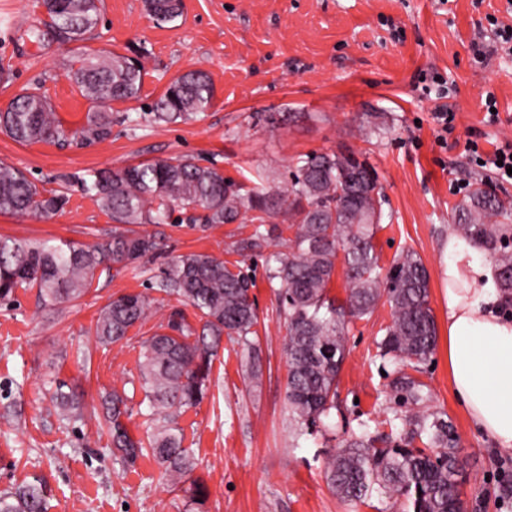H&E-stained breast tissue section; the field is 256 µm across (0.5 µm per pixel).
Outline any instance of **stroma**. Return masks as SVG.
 <instances>
[{
	"label": "stroma",
	"instance_id": "1",
	"mask_svg": "<svg viewBox=\"0 0 512 512\" xmlns=\"http://www.w3.org/2000/svg\"><path fill=\"white\" fill-rule=\"evenodd\" d=\"M88 52L138 59L145 69L138 99L113 101L112 135L86 145L20 144L0 132V162L22 170L39 189H66L63 211L50 216L1 214L0 237L91 244L111 236V217L64 176L90 177L131 164L189 156L215 166L245 190H285L297 157L353 152L377 175L383 217L373 238L382 268L410 249L430 281L437 349L416 378L428 392L426 410L447 414L457 438L468 512H512L503 488L512 455L467 418L448 378V308L442 265L460 183L512 200V183L477 166L466 150L475 140L490 152L512 143V53L480 56L478 33L512 26V0H181L169 21L152 17L145 0H100ZM41 0H0V110L37 90L69 131L81 129L90 103L68 79L79 51L57 39ZM192 70L206 72L214 97L206 112L156 123L148 108L168 84ZM448 87L452 134L439 141L433 120L437 79ZM494 96L498 119L484 120ZM279 227L262 249L241 259L237 243L257 227ZM161 237V256L137 269L94 278L79 299L45 307L36 289H17L0 306V490L41 478L47 512H405V498L342 499L326 476V460L362 421L381 422L397 365L381 357L391 308L379 302L353 320L345 338L336 408L323 425L296 435L286 399L284 319L279 281L268 268L290 251L292 230L282 213L231 224H137ZM189 253L220 256L252 278L258 321L252 349L222 340L204 400L178 419L184 445L209 495L191 499L188 483L164 484L152 457L123 462L112 448L102 397L117 390L132 411L130 435L148 441L155 422L139 380L144 341L164 324L175 297L160 288L161 270ZM146 293L156 308L117 344L94 336L100 310L113 298ZM258 382L247 377L249 364ZM66 382L84 405L77 422L62 420L53 399Z\"/></svg>",
	"mask_w": 512,
	"mask_h": 512
}]
</instances>
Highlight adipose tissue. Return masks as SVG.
Instances as JSON below:
<instances>
[{"label":"adipose tissue","instance_id":"adipose-tissue-1","mask_svg":"<svg viewBox=\"0 0 512 512\" xmlns=\"http://www.w3.org/2000/svg\"><path fill=\"white\" fill-rule=\"evenodd\" d=\"M442 291L453 393L471 423L512 453V318L500 313L495 273L477 244L449 235Z\"/></svg>","mask_w":512,"mask_h":512}]
</instances>
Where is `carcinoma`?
<instances>
[{
    "mask_svg": "<svg viewBox=\"0 0 512 512\" xmlns=\"http://www.w3.org/2000/svg\"><path fill=\"white\" fill-rule=\"evenodd\" d=\"M99 0H43L50 29L68 42L84 40L99 22ZM153 16L174 18L178 0H146ZM68 78L93 104L86 125L69 132L55 118L48 99L37 91L16 96L0 112V130L18 143L104 141L112 135V113L104 101L136 99L143 69L129 58L109 53L85 54ZM213 87L207 73L189 71L176 77L154 105L157 122L171 123L206 111ZM85 193L119 224H164L178 210L189 221L231 224L248 210L268 213L286 208L294 233L291 251L268 270L280 282L279 312L286 322L287 399L297 435L317 427L336 407L339 374L346 355L345 336L352 318L371 314L381 299L392 322L380 342L382 355L412 368L429 362L437 347V329L429 306V275L412 250L401 251L387 274H381L373 237L381 223L380 194L372 169L354 154H306L297 158L288 190L270 198L261 190L242 192L214 167L192 157L130 165L101 171L83 182ZM64 193L43 192L27 175L0 164V213L51 215L64 208ZM455 230L489 252L501 292L512 295V224L505 202L480 187L454 208ZM257 232L237 246L240 256L261 248ZM162 251L157 236L115 232L93 244L19 241L0 238V302L8 304L19 288H38L48 307L84 295L97 271L128 267ZM343 256L347 298L339 304L328 286ZM162 290L191 305L203 320L193 329L175 308L144 343L140 379L159 425L149 440V454L164 477L190 478L195 458L183 446L179 416L199 404L209 389L212 357L221 338L249 348L257 313L247 276L231 270L224 259L204 253L180 256L162 270ZM152 300L140 293L112 299L99 313L94 334L103 345L126 338L144 320ZM56 386V400L66 420L82 417L75 393ZM428 399L424 385L406 373L395 378L390 400L397 406ZM112 448L133 464L143 455L142 442L128 432L127 397L112 392L103 399ZM425 447H415L416 441ZM327 478L344 499L363 503L373 494L404 497L412 512H463L457 468V442L451 422L436 412L405 417L397 434L361 424L355 438L332 454ZM42 479L0 491V512H46Z\"/></svg>",
    "mask_w": 512,
    "mask_h": 512,
    "instance_id": "cac0c4a2",
    "label": "carcinoma"
}]
</instances>
